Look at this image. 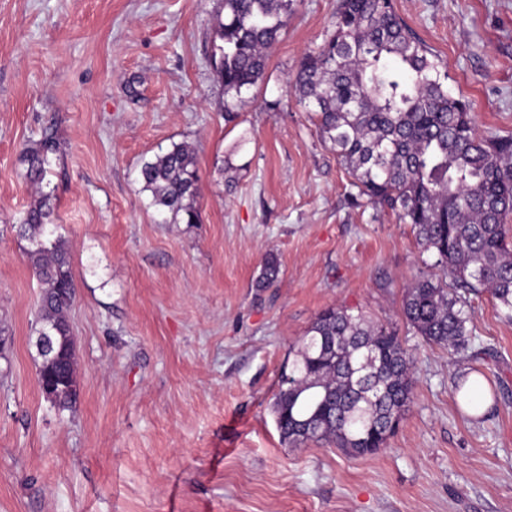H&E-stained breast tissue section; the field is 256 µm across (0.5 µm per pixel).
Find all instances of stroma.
<instances>
[{
	"label": "stroma",
	"instance_id": "stroma-1",
	"mask_svg": "<svg viewBox=\"0 0 512 512\" xmlns=\"http://www.w3.org/2000/svg\"><path fill=\"white\" fill-rule=\"evenodd\" d=\"M338 0H293L234 121L214 75L222 0H0V512H512V322L471 297L479 359L402 314L433 256L360 197L289 77ZM480 131L512 135V0H393ZM53 130L42 186L23 149ZM191 146L196 224L163 222L142 163ZM71 257L79 394H42L41 288L17 226L39 192ZM274 254L277 280L257 285ZM329 307L413 351L386 447L283 442L272 413L292 346ZM480 369L482 407L455 393Z\"/></svg>",
	"mask_w": 512,
	"mask_h": 512
}]
</instances>
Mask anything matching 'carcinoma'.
I'll return each mask as SVG.
<instances>
[{"label":"carcinoma","instance_id":"1","mask_svg":"<svg viewBox=\"0 0 512 512\" xmlns=\"http://www.w3.org/2000/svg\"><path fill=\"white\" fill-rule=\"evenodd\" d=\"M291 0H224L217 19L218 81L225 118L234 120L242 93L261 80L266 50L277 42ZM447 71L396 13L393 0H338L334 31L306 54L290 81L317 117L322 140L369 203L387 208L416 232L418 245L452 278L428 274L405 289L402 314L414 333L454 353L470 352L474 337L468 295L489 293L512 321V136H483L468 101L448 94ZM45 132L27 147L26 176L41 184L56 151ZM140 181L160 215L175 223L200 221L194 154L183 144L142 163ZM52 197L28 210L21 235L42 294L34 343L52 339L54 360L40 363L44 397L58 410L77 394L74 341L68 312L75 284L68 250L51 229ZM279 263L269 255L259 285L274 283ZM414 357L398 336L363 314L330 307L298 341L272 412L284 442L328 441L352 455L386 445L414 390Z\"/></svg>","mask_w":512,"mask_h":512}]
</instances>
